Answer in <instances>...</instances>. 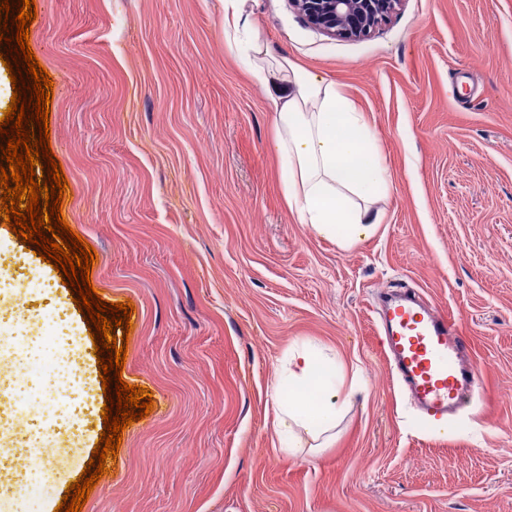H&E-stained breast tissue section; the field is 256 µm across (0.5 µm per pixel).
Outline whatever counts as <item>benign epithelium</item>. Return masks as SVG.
Here are the masks:
<instances>
[{
  "mask_svg": "<svg viewBox=\"0 0 512 512\" xmlns=\"http://www.w3.org/2000/svg\"><path fill=\"white\" fill-rule=\"evenodd\" d=\"M403 0H289L310 25L345 39H363L387 21Z\"/></svg>",
  "mask_w": 512,
  "mask_h": 512,
  "instance_id": "benign-epithelium-1",
  "label": "benign epithelium"
}]
</instances>
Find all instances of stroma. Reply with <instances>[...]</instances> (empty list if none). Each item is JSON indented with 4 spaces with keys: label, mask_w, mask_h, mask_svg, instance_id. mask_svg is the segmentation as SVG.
I'll use <instances>...</instances> for the list:
<instances>
[{
    "label": "stroma",
    "mask_w": 512,
    "mask_h": 512,
    "mask_svg": "<svg viewBox=\"0 0 512 512\" xmlns=\"http://www.w3.org/2000/svg\"><path fill=\"white\" fill-rule=\"evenodd\" d=\"M35 4L62 212L97 252L98 295L135 307L122 378L154 400L84 512H512V0H403L362 40L246 0L274 53L375 137L380 224L348 250L290 210L273 88L227 48L222 0ZM401 286L447 311L481 372L448 433L383 354L376 301ZM304 341L363 382L335 443L296 460L270 392ZM91 374L90 445L22 512L88 466L106 402Z\"/></svg>",
    "instance_id": "1"
}]
</instances>
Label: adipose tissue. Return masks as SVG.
Listing matches in <instances>:
<instances>
[{
  "label": "adipose tissue",
  "instance_id": "1",
  "mask_svg": "<svg viewBox=\"0 0 512 512\" xmlns=\"http://www.w3.org/2000/svg\"><path fill=\"white\" fill-rule=\"evenodd\" d=\"M245 0H224V40L255 76L274 75L272 100L277 113L276 144L285 195L300 223L347 249L372 235L380 217L369 204L386 185L385 168L368 131L335 88L301 70L288 57L272 56L244 12ZM30 289L0 283V374L24 365L42 339L30 333L19 343L16 320L28 317ZM345 378L335 364L309 348L288 354V370L272 389L279 408L278 434L283 450L297 456L296 429H305L319 447L333 441L331 430L348 401Z\"/></svg>",
  "mask_w": 512,
  "mask_h": 512
}]
</instances>
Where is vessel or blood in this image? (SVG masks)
Returning a JSON list of instances; mask_svg holds the SVG:
<instances>
[{
	"label": "vessel or blood",
	"instance_id": "b4317fda",
	"mask_svg": "<svg viewBox=\"0 0 512 512\" xmlns=\"http://www.w3.org/2000/svg\"><path fill=\"white\" fill-rule=\"evenodd\" d=\"M392 374L431 420L454 416L479 384L470 344L447 312L416 296H396L379 313Z\"/></svg>",
	"mask_w": 512,
	"mask_h": 512
}]
</instances>
